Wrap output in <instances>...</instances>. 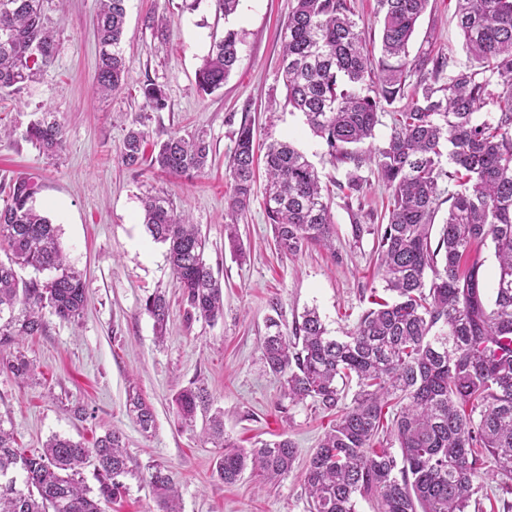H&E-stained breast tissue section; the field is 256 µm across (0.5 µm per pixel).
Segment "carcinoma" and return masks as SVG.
<instances>
[{
	"label": "carcinoma",
	"instance_id": "obj_1",
	"mask_svg": "<svg viewBox=\"0 0 512 512\" xmlns=\"http://www.w3.org/2000/svg\"><path fill=\"white\" fill-rule=\"evenodd\" d=\"M44 0H0V96L20 91L50 67L61 51ZM381 51H362L364 33L350 0H294L283 36L286 102L304 115L335 163L348 164L346 187L362 189L359 170L371 165L389 190L387 223L354 222V241L375 239L378 275L391 300L371 289L372 307L342 338L331 336L315 309L282 331V312L271 302L262 356L283 396L296 406L311 402L336 419L311 453L303 473L309 512H356L358 498L376 512H468L471 499L503 491L512 495V0H456L467 62L448 69L447 56L426 51L410 58L409 43L429 0H378ZM126 0H100L97 14L102 95L120 92L129 72L121 49ZM239 32L213 40L196 79L205 94L224 86L238 61ZM147 106H167L163 86L142 88ZM381 145L371 143L379 115L397 100ZM496 110L481 115L487 105ZM26 141L48 158L63 148L64 131L53 113L32 120ZM147 133L132 121L119 159L136 167L145 159ZM211 144L201 132L172 133L154 145L150 166L192 176L205 170ZM252 122L241 123L227 165L230 194L224 224L231 254L246 247L238 216L256 183ZM264 212L276 250L295 256L309 246L336 255V225L318 171L287 140L264 154ZM447 189H441V184ZM38 188L19 176L0 207V371L30 378L34 364L15 346L45 332L47 316L74 320L86 301L80 272L66 263L57 228L35 206ZM447 197H442V194ZM447 216L432 232L439 206ZM143 224L167 246L187 319L224 316L221 281L205 259L206 239L169 198L147 193ZM492 242L498 275L487 292L482 263L461 262L473 246ZM30 268L25 279L17 269ZM169 302L156 292L145 311L163 335ZM356 387L350 403L346 389ZM181 423L206 417L202 441L221 449L215 474L227 485L246 470L265 482L293 468L295 444L287 439L239 446L224 433V413H209L202 387L174 399ZM142 430L154 423L140 398L130 401ZM399 453H394L393 448ZM93 466L96 493L82 471ZM496 477L486 492V474ZM128 455L123 435L105 433L88 445L53 436L39 454L16 446L0 424V512H104L126 491ZM157 510L179 512L173 475L150 473Z\"/></svg>",
	"mask_w": 512,
	"mask_h": 512
}]
</instances>
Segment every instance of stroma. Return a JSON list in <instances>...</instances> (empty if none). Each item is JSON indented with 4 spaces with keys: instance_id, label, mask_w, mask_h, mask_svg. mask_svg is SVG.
<instances>
[{
    "instance_id": "obj_1",
    "label": "stroma",
    "mask_w": 512,
    "mask_h": 512,
    "mask_svg": "<svg viewBox=\"0 0 512 512\" xmlns=\"http://www.w3.org/2000/svg\"><path fill=\"white\" fill-rule=\"evenodd\" d=\"M292 0H240L224 18L213 0L188 9L185 0H127L122 48L130 62L124 90L98 98L95 77L99 47L98 0H48L47 14L62 49L40 80L0 100V127L13 130L0 141V187L18 175L36 177V206L58 228L61 247L87 284L78 319H51L45 333L26 341L35 377L18 382L0 372V424L14 431L26 452L40 451L52 436L84 442L120 430L130 473L125 495L109 512H154L148 483L153 464L169 468L178 485L181 512H308L302 473L331 417L312 404L287 406L278 381L266 370L261 344L270 299H278L284 326L304 309L316 308L331 335L353 330L368 308L371 289L381 288L373 261L374 239L353 242V219L381 223L388 190L371 167H363L359 196L338 190L346 168L333 165L324 142L300 113L284 106L280 70L281 33ZM168 22L165 36L150 23ZM240 33L239 61L219 91L205 95L196 72L213 35L225 27ZM445 53L449 65L465 62L455 0H430L409 47ZM163 84L168 106L146 108L147 81ZM54 112L64 130L59 162L48 161L23 138L34 113ZM142 118L149 142L175 131H205L212 160L200 176L185 180L125 167L119 160L124 128ZM251 119L255 141L292 139L333 188L330 210L336 251L309 248L296 256L277 253L255 193L240 217L250 254L235 260L224 244V215L230 187L225 169L242 119ZM166 192L177 211L198 224L206 238L205 258L224 289V318L187 320L180 290L166 260L141 222V197ZM164 292L170 302L167 331L157 337L144 311L147 295ZM205 388L211 406L224 412V430L241 446L290 439L298 449L292 472L262 485L244 474L227 486L213 476L218 451L201 440V426L180 423L173 404L183 387ZM153 409L154 423L142 430L129 410L131 396Z\"/></svg>"
}]
</instances>
